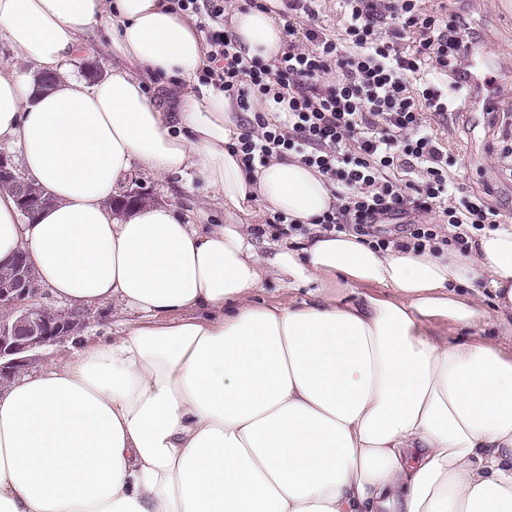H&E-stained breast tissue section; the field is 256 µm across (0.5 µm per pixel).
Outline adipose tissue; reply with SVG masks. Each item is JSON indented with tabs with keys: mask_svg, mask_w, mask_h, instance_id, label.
<instances>
[{
	"mask_svg": "<svg viewBox=\"0 0 512 512\" xmlns=\"http://www.w3.org/2000/svg\"><path fill=\"white\" fill-rule=\"evenodd\" d=\"M263 2L230 28L270 63L284 4ZM92 35L105 74L63 75ZM0 36L60 75L38 96L0 66V144L54 200L23 223L0 193V263L26 252L71 307L142 315L0 388V512H512V224L465 256L322 229L332 185L296 158L244 171L242 112L201 84L209 47L168 0H0ZM136 170L200 178L225 223L116 219ZM268 212L308 233L265 258ZM270 278L306 294L257 301Z\"/></svg>",
	"mask_w": 512,
	"mask_h": 512,
	"instance_id": "obj_1",
	"label": "adipose tissue"
}]
</instances>
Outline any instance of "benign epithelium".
I'll return each mask as SVG.
<instances>
[{
  "label": "benign epithelium",
  "instance_id": "obj_1",
  "mask_svg": "<svg viewBox=\"0 0 512 512\" xmlns=\"http://www.w3.org/2000/svg\"><path fill=\"white\" fill-rule=\"evenodd\" d=\"M14 188L22 215L34 219L52 198L14 176L9 156L0 154V190ZM42 288L24 254L0 266V381L9 382L33 364L38 352L76 336L84 329L89 309L47 307L41 303Z\"/></svg>",
  "mask_w": 512,
  "mask_h": 512
}]
</instances>
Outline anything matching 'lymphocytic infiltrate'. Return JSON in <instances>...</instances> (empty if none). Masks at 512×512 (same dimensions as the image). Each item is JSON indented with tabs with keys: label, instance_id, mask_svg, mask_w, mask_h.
<instances>
[{
	"label": "lymphocytic infiltrate",
	"instance_id": "1",
	"mask_svg": "<svg viewBox=\"0 0 512 512\" xmlns=\"http://www.w3.org/2000/svg\"><path fill=\"white\" fill-rule=\"evenodd\" d=\"M195 15L209 46L199 75L235 99L247 118L237 149L245 171L275 157L299 158L331 181L337 205L319 219L327 231H353L373 248L422 252L436 245L467 252L475 235L497 229L485 199L453 205L448 152L431 124L448 98L420 74L458 70L466 47L460 20L419 0H342V35L318 23L316 0H286L285 48L271 63L247 58L224 27L225 0H170ZM282 108L278 122L264 109ZM404 220L403 235L381 224Z\"/></svg>",
	"mask_w": 512,
	"mask_h": 512
}]
</instances>
